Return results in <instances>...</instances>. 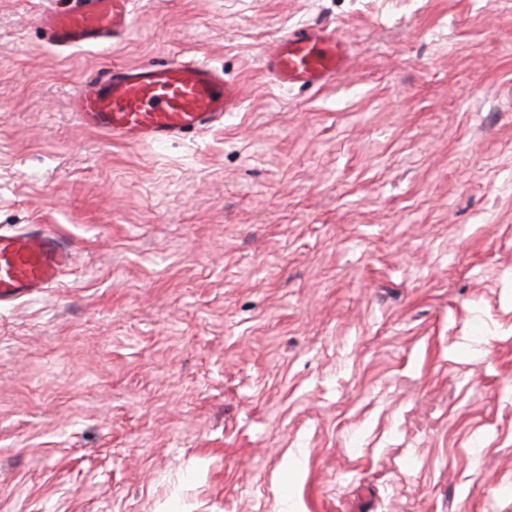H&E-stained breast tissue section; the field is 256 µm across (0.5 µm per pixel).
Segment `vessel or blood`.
Listing matches in <instances>:
<instances>
[{
  "mask_svg": "<svg viewBox=\"0 0 512 512\" xmlns=\"http://www.w3.org/2000/svg\"><path fill=\"white\" fill-rule=\"evenodd\" d=\"M132 0H77L46 11L40 25L58 50L116 45L132 27ZM353 44L336 28L309 25L275 40L264 67L283 87L321 89L345 74ZM241 88L207 62L178 57L163 64L115 66L90 79L70 100L73 117L111 140L169 142L213 127L240 103ZM67 243L37 224L0 231V307L45 292L74 264Z\"/></svg>",
  "mask_w": 512,
  "mask_h": 512,
  "instance_id": "1",
  "label": "vessel or blood"
}]
</instances>
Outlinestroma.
<instances>
[{"mask_svg":"<svg viewBox=\"0 0 512 512\" xmlns=\"http://www.w3.org/2000/svg\"><path fill=\"white\" fill-rule=\"evenodd\" d=\"M0 0V225L74 266L0 309V512H512V0H134L52 47ZM355 47L323 89L262 59ZM240 83L164 144L78 124L114 65ZM353 58V44L335 27L309 25L275 40L264 67L282 87L321 89L345 74Z\"/></svg>","mask_w":512,"mask_h":512,"instance_id":"1","label":"stroma"}]
</instances>
